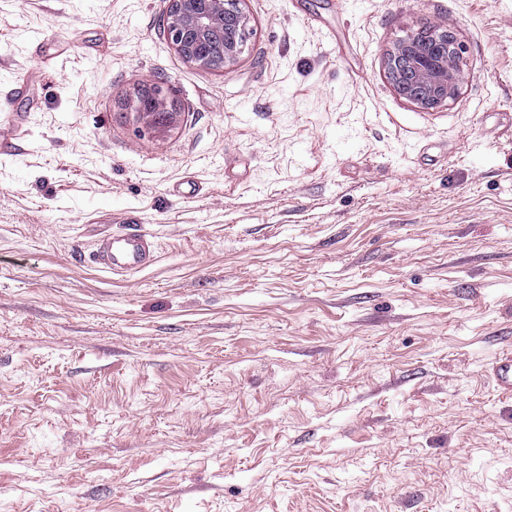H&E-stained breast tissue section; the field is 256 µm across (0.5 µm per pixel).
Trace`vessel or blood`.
Listing matches in <instances>:
<instances>
[{
  "label": "vessel or blood",
  "mask_w": 512,
  "mask_h": 512,
  "mask_svg": "<svg viewBox=\"0 0 512 512\" xmlns=\"http://www.w3.org/2000/svg\"><path fill=\"white\" fill-rule=\"evenodd\" d=\"M154 247L144 235L130 232L104 236L91 253L94 263L113 274H131L153 260ZM493 378L500 392L512 396V352L496 356L491 363Z\"/></svg>",
  "instance_id": "vessel-or-blood-1"
}]
</instances>
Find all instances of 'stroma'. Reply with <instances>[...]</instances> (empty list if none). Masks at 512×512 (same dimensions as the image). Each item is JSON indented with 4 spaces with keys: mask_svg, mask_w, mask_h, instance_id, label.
Here are the masks:
<instances>
[{
    "mask_svg": "<svg viewBox=\"0 0 512 512\" xmlns=\"http://www.w3.org/2000/svg\"><path fill=\"white\" fill-rule=\"evenodd\" d=\"M168 8L0 0V512H512V0H244L220 72ZM435 25L426 110L386 54ZM420 31H411L394 44L387 53L386 67L401 97L433 110L448 105L459 92V63L465 45L454 32L435 26L432 38L436 48L429 54L418 41ZM133 97L130 108L143 125L137 131L145 135L160 134L175 126L181 115L180 106L160 84H153ZM154 247L144 235L130 232L97 240L91 260L112 274H131L151 263ZM493 378L500 392L512 396V352L496 356L491 363Z\"/></svg>",
    "mask_w": 512,
    "mask_h": 512,
    "instance_id": "1",
    "label": "stroma"
}]
</instances>
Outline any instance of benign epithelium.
Masks as SVG:
<instances>
[{"mask_svg":"<svg viewBox=\"0 0 512 512\" xmlns=\"http://www.w3.org/2000/svg\"><path fill=\"white\" fill-rule=\"evenodd\" d=\"M242 0H170L163 32L186 61L213 71L236 63L253 35ZM420 31L407 33L387 53L386 67L397 93L433 110L448 104L460 88V60L465 45L445 27H433L436 48L427 53L419 42ZM130 108L145 135L163 133L175 126L180 106L160 84L134 96Z\"/></svg>","mask_w":512,"mask_h":512,"instance_id":"1","label":"benign epithelium"}]
</instances>
